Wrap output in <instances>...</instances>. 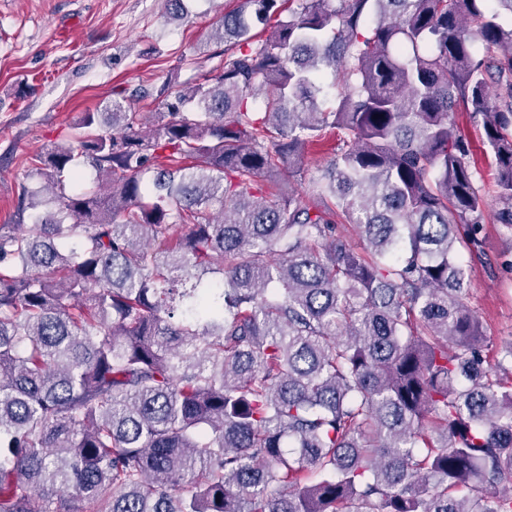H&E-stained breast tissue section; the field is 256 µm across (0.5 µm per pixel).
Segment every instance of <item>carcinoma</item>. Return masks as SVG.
Returning <instances> with one entry per match:
<instances>
[{
    "instance_id": "1",
    "label": "carcinoma",
    "mask_w": 512,
    "mask_h": 512,
    "mask_svg": "<svg viewBox=\"0 0 512 512\" xmlns=\"http://www.w3.org/2000/svg\"><path fill=\"white\" fill-rule=\"evenodd\" d=\"M503 10L238 0L221 68L37 156L51 195L0 225V512H512V343L469 304L455 130L481 117L512 271Z\"/></svg>"
}]
</instances>
